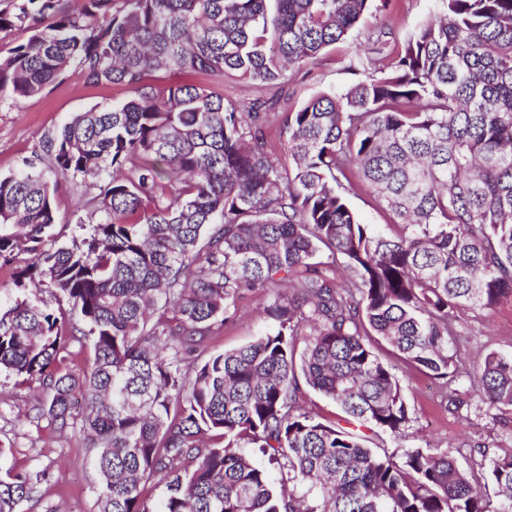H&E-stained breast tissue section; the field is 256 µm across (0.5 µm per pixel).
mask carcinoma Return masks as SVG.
Instances as JSON below:
<instances>
[{"label":"carcinoma","mask_w":512,"mask_h":512,"mask_svg":"<svg viewBox=\"0 0 512 512\" xmlns=\"http://www.w3.org/2000/svg\"><path fill=\"white\" fill-rule=\"evenodd\" d=\"M402 47L377 40L373 74L286 121L288 165L264 112L153 73L275 86L345 40L376 0H9L0 101L37 96L68 68L131 95L75 115L43 142L48 168L89 181L96 224L54 232L55 186L28 163L0 177V372L43 393L35 419L95 452L98 512H512V448L479 480L447 453L402 458L359 429L410 421L375 352L453 380L454 313L512 297V0H445ZM389 213L359 222L356 182ZM47 288L78 312L38 297ZM273 292L252 342L205 353L244 292ZM309 333L296 353V337ZM93 361L70 368L75 333ZM344 424L299 405L301 385ZM480 392L512 410V355L492 351ZM256 448L259 464L245 452ZM163 475L156 504L146 484ZM45 474L0 477L23 512Z\"/></svg>","instance_id":"carcinoma-1"}]
</instances>
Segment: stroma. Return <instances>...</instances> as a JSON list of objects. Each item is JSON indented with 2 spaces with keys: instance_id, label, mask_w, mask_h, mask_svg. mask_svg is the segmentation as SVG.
Returning a JSON list of instances; mask_svg holds the SVG:
<instances>
[{
  "instance_id": "35a3bbf8",
  "label": "stroma",
  "mask_w": 512,
  "mask_h": 512,
  "mask_svg": "<svg viewBox=\"0 0 512 512\" xmlns=\"http://www.w3.org/2000/svg\"><path fill=\"white\" fill-rule=\"evenodd\" d=\"M443 0H389L386 10L367 16L346 41L337 43L314 64L293 71L278 88L262 86L234 76L216 82L205 75L193 76L194 84L247 105L277 98L278 107L268 115V138L276 158H284L288 113L296 111L320 92L340 90L354 80L347 65L357 50L370 48L374 39L387 38L397 46L430 15ZM118 85L86 84L79 69L69 68L42 94L19 104L0 102V176L16 172L23 161L39 162L44 139L58 132L77 113L127 98ZM57 185L54 204L56 228L63 241L79 239L85 227L95 222L94 190L88 184L46 171ZM266 299L249 293L237 303V313L209 342V349L222 352L244 345L262 334L269 321L263 312ZM459 362L452 383L411 368L398 360L390 366L398 379L410 422L399 435L370 434L368 445L379 452L403 455L414 449L450 454L466 471L485 473L492 457L512 448V411L490 406L478 390L473 367L492 351L512 353V298L491 310L463 308L457 311ZM37 401L32 391L17 387L15 380L0 373V477L7 472L43 471L39 486L41 502L28 503V512H43L47 502L61 512H97V472L94 456L82 439L59 435L49 426H36L31 417Z\"/></svg>"
}]
</instances>
